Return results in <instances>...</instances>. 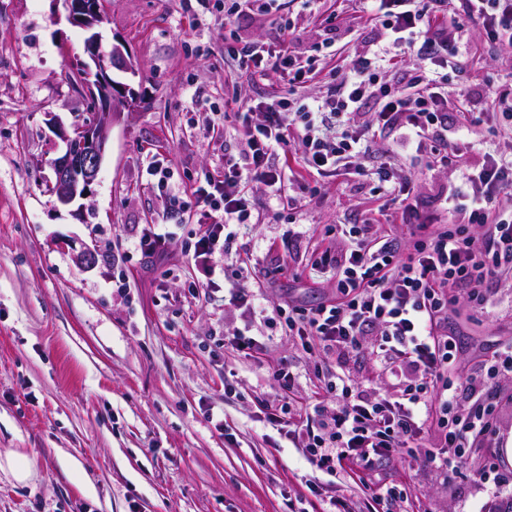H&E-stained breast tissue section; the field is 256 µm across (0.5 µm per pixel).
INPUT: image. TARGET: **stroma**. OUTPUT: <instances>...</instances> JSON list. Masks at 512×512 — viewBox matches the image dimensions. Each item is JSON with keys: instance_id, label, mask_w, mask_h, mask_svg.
I'll use <instances>...</instances> for the list:
<instances>
[{"instance_id": "1", "label": "stroma", "mask_w": 512, "mask_h": 512, "mask_svg": "<svg viewBox=\"0 0 512 512\" xmlns=\"http://www.w3.org/2000/svg\"><path fill=\"white\" fill-rule=\"evenodd\" d=\"M106 12L104 39L122 40L140 65L130 85L141 105L113 128L95 193L80 210L46 190L65 146L45 115L67 125L89 112L84 87L70 78L87 33L57 0H0V453L32 463L24 484L0 471V512H284L286 496L307 495L316 472L254 396L278 392L268 368L280 360L296 373L299 396L309 395L318 383L313 356L278 326L254 356L225 348L221 293L192 289L200 271L189 253L191 211L175 216L165 259L129 248L169 206L152 185L150 160L168 166L172 192L182 193L222 166L204 126H234L239 106L225 101L228 85L252 104L287 87L225 59L224 15L196 0H107ZM463 38L478 51L449 86L512 76L504 65L512 55L485 44L475 23ZM385 163L410 169L424 197L445 179L377 144L363 161ZM309 181L318 188L311 201L275 220L259 201L258 223L236 228L232 249L248 258L243 279L274 303L334 294L333 278L308 262L330 245L327 225L378 212L387 234L411 241L369 179ZM84 243L98 254L88 268L73 252ZM284 263L288 271L277 273ZM448 329L461 346L451 377L463 379L512 339V279L498 283L490 315L460 305ZM370 477L412 478L433 512H479L486 500L469 482L446 498L427 471L395 459L377 461Z\"/></svg>"}]
</instances>
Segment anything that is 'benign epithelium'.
I'll use <instances>...</instances> for the list:
<instances>
[{
  "label": "benign epithelium",
  "mask_w": 512,
  "mask_h": 512,
  "mask_svg": "<svg viewBox=\"0 0 512 512\" xmlns=\"http://www.w3.org/2000/svg\"><path fill=\"white\" fill-rule=\"evenodd\" d=\"M60 2L71 24L92 31L84 45L87 59H76L73 71L89 90L91 98L105 104L99 112L77 116L67 128L55 116L49 118L65 144V153L53 164L51 192L66 205L77 198L88 199L94 195L111 131L124 112L139 103L130 84L114 80L112 73L118 71L134 77L138 74V65L122 41L116 39L103 46V36L96 27L104 23L105 12L100 10L97 0Z\"/></svg>",
  "instance_id": "1"
}]
</instances>
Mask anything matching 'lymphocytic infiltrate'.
I'll list each match as a JSON object with an SVG mask.
<instances>
[{"label":"lymphocytic infiltrate","mask_w":512,"mask_h":512,"mask_svg":"<svg viewBox=\"0 0 512 512\" xmlns=\"http://www.w3.org/2000/svg\"><path fill=\"white\" fill-rule=\"evenodd\" d=\"M353 7L377 37L336 64L341 78L320 96L305 89L329 54L321 44L312 54L299 52L292 24L277 22L269 41L239 38L227 46L240 69L261 78L276 74L288 93L240 113L233 131L238 148L225 151L223 172L193 185L194 255L208 279L215 256L224 259V305L241 319L225 334V347L247 356L261 351L266 343L253 334L254 323L278 324L303 349L337 363L318 373L317 390L305 398L297 396L287 363H278L271 371L279 393L258 401L266 420L286 428L325 474V481L307 485L321 512H422L410 480L371 485L373 464L389 456L445 481L469 473L489 491L481 512H512L501 496L512 474L488 450L500 382L512 379V340L464 381L448 377L458 351L449 310L464 302L484 312L494 284L512 273V152L486 151L476 136L484 114L512 117V83L465 86L452 101L436 79L437 70L458 71L471 53L460 37L463 21L481 25L488 41L512 47V0H353ZM407 53L414 58L409 65L401 61ZM387 131L397 146L424 154L431 170L457 174L436 187L434 210L423 218L410 174L375 172L374 193L403 202V221L416 223L412 251L401 249L374 217L336 225L347 247L313 260L333 273L335 295L313 306L269 307L263 289L232 274L240 262L230 248L233 228L254 219L251 185L295 209L317 189L302 181L296 195L286 194V169L277 156L295 152L321 177L360 176L365 155ZM363 356L387 387L357 382L345 371L348 361Z\"/></svg>","instance_id":"1"}]
</instances>
